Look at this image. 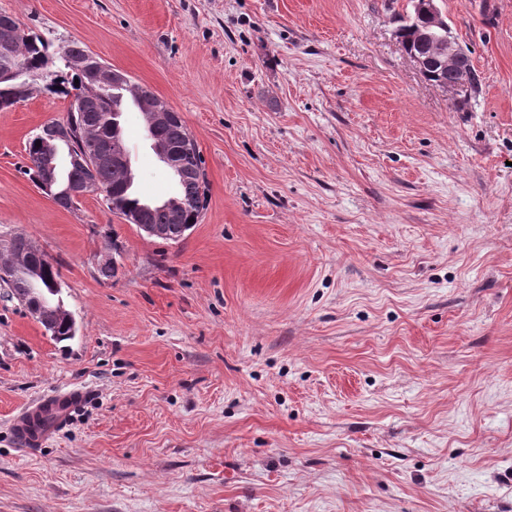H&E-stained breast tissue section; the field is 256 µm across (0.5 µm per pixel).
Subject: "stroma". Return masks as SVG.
<instances>
[{
    "label": "stroma",
    "instance_id": "stroma-1",
    "mask_svg": "<svg viewBox=\"0 0 512 512\" xmlns=\"http://www.w3.org/2000/svg\"><path fill=\"white\" fill-rule=\"evenodd\" d=\"M438 5L480 79L456 99L397 42L409 0H0L162 97L207 179L177 242L66 210L24 146L67 99L0 112V245L53 258L76 321L0 288V512H512V0ZM123 122L138 193L173 195ZM87 397V393L80 389H70L59 392L47 398L41 399L29 405L24 411L18 414L12 423L15 435L21 440L26 448L40 446L46 435L39 430L30 427V422L46 405H53L58 408L61 416L67 415L77 406L81 405Z\"/></svg>",
    "mask_w": 512,
    "mask_h": 512
}]
</instances>
